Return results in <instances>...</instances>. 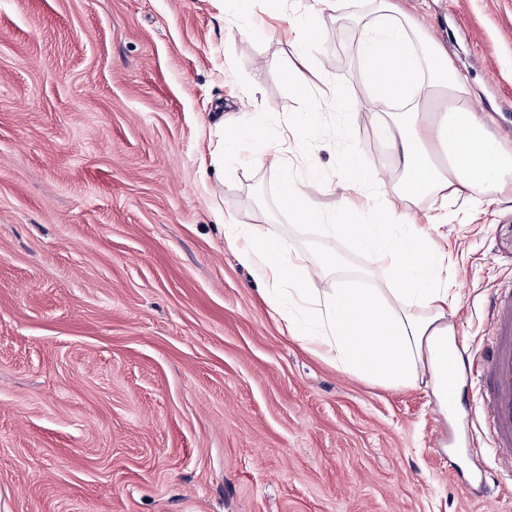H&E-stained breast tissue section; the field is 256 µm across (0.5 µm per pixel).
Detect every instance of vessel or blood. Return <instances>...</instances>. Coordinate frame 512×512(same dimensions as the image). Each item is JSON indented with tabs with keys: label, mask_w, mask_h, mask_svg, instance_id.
Segmentation results:
<instances>
[{
	"label": "vessel or blood",
	"mask_w": 512,
	"mask_h": 512,
	"mask_svg": "<svg viewBox=\"0 0 512 512\" xmlns=\"http://www.w3.org/2000/svg\"><path fill=\"white\" fill-rule=\"evenodd\" d=\"M489 339L471 355L449 350L446 376L448 404L456 406L461 373L476 377L479 400L471 411L477 429L496 448L500 475L512 479V289L498 290L488 300Z\"/></svg>",
	"instance_id": "1"
}]
</instances>
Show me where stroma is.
I'll list each match as a JSON object with an SVG mask.
<instances>
[{
  "label": "stroma",
  "instance_id": "35a3bbf8",
  "mask_svg": "<svg viewBox=\"0 0 512 512\" xmlns=\"http://www.w3.org/2000/svg\"><path fill=\"white\" fill-rule=\"evenodd\" d=\"M311 0H0V512H512L484 496L495 451L425 384L386 387L287 335L225 224L270 228L321 287L382 288L351 243L294 222L265 142L204 178L219 125L252 106L289 137L288 170L331 209L349 145L376 150L366 111L336 114L330 88L363 97L362 0L320 17L301 69L288 35ZM489 112L485 146L512 149V0H403ZM302 70V98L287 80ZM435 207L454 337L477 349L489 297L512 285V183Z\"/></svg>",
  "mask_w": 512,
  "mask_h": 512
}]
</instances>
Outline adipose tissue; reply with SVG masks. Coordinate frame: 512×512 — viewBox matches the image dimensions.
Here are the masks:
<instances>
[{
	"label": "adipose tissue",
	"instance_id": "ef3b65f1",
	"mask_svg": "<svg viewBox=\"0 0 512 512\" xmlns=\"http://www.w3.org/2000/svg\"><path fill=\"white\" fill-rule=\"evenodd\" d=\"M356 46L358 100L342 87L331 98L340 112L370 102L371 117L406 185L390 201L376 165L350 147L336 174L343 189L336 205L318 208L293 176L284 177L279 204L297 220L323 225L327 236L354 242L372 266L389 270L391 288H318L303 276L304 256L270 229L228 224L224 236L240 264L267 285L266 301L287 334L318 342L343 370L387 386L416 384L428 375L442 399L443 355L453 329L448 322L444 258L429 232L423 197L447 205L505 183L512 158L482 144L489 122L468 83L435 43L422 38L396 0H371L360 17ZM365 221H356L357 212Z\"/></svg>",
	"mask_w": 512,
	"mask_h": 512
}]
</instances>
